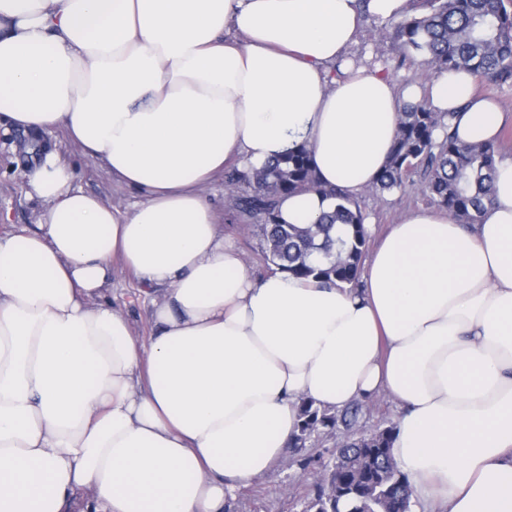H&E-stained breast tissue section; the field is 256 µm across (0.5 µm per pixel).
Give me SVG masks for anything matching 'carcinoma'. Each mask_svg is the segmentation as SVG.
Masks as SVG:
<instances>
[{"mask_svg":"<svg viewBox=\"0 0 512 512\" xmlns=\"http://www.w3.org/2000/svg\"><path fill=\"white\" fill-rule=\"evenodd\" d=\"M422 13L382 27L401 51L424 56L429 75L472 72L499 86H512V12L505 0H418ZM453 117V113H448ZM440 112L424 103L407 104L397 117L389 160L373 183L381 193L404 190L423 178L435 207L459 224H476L492 202L498 155L490 143L465 144ZM235 206L259 232L268 264L297 278L355 288L360 283L368 234L356 201L336 188V208L314 224H286L277 201L300 190L320 191L311 152L300 146L254 172L229 175ZM357 403L331 413L308 401L299 408L298 432L290 447L301 448L312 434L347 435L331 466L322 470L308 500L311 512H411L412 492L392 458L369 459L368 448H390L394 426L369 434L357 427Z\"/></svg>","mask_w":512,"mask_h":512,"instance_id":"1","label":"carcinoma"}]
</instances>
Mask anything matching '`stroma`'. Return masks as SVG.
<instances>
[{
  "instance_id": "obj_1",
  "label": "stroma",
  "mask_w": 512,
  "mask_h": 512,
  "mask_svg": "<svg viewBox=\"0 0 512 512\" xmlns=\"http://www.w3.org/2000/svg\"><path fill=\"white\" fill-rule=\"evenodd\" d=\"M379 26L377 20H366L358 44L349 53L350 59L380 68L400 87L423 85L426 67L422 55L401 53L391 41L379 39L376 34ZM44 141L56 145L59 153L70 161L77 187L113 204L128 205L137 201L136 193L113 180L99 164L85 160L79 148L68 142L62 131L45 136ZM28 142V136L22 132L0 129V214L5 217L0 223V231L3 232L37 222L38 208L26 197L24 188L23 167L27 163L24 147ZM205 193L217 210L221 231L232 237L241 250L250 273L255 276L268 273L270 267L262 259L260 240L253 232L243 229V219L232 207L224 178H217ZM357 203L378 235L383 234L404 211L430 205L418 184L383 194L368 191L358 197ZM138 288L128 271L119 267L114 269L113 301L130 321L135 336L144 341L151 336L153 324L149 306ZM343 439L344 434L340 431L320 436L308 443L302 452L303 457L310 459V467H302L287 456L268 472L241 485L233 495L234 512H303L316 471L332 461L336 446Z\"/></svg>"
}]
</instances>
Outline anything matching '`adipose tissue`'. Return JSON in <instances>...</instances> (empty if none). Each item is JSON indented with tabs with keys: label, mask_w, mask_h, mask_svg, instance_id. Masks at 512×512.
Segmentation results:
<instances>
[{
	"label": "adipose tissue",
	"mask_w": 512,
	"mask_h": 512,
	"mask_svg": "<svg viewBox=\"0 0 512 512\" xmlns=\"http://www.w3.org/2000/svg\"><path fill=\"white\" fill-rule=\"evenodd\" d=\"M411 0H0V125L63 128L142 192L120 207L41 149L25 173L35 228L0 232V512H224L281 460L302 401L386 397L391 456L423 501L512 512V151L478 224L403 213L340 287L255 277L205 189L311 149L322 192L279 204L311 224L385 166L404 101L456 113L460 142L504 120L468 72L400 89L348 64L364 16ZM121 263L155 332L107 300Z\"/></svg>",
	"instance_id": "1"
}]
</instances>
